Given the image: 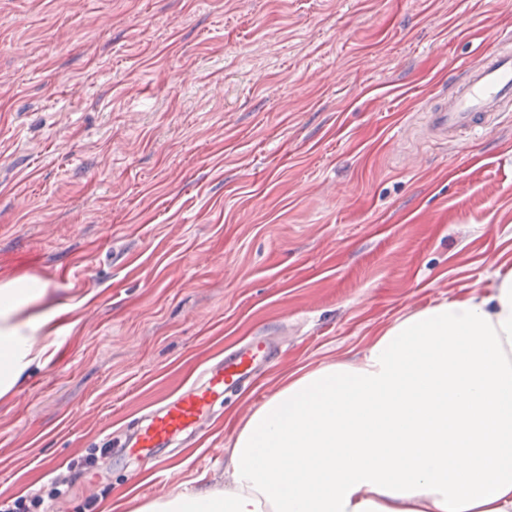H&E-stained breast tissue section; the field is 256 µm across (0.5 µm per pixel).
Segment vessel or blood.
I'll return each instance as SVG.
<instances>
[{
    "instance_id": "obj_1",
    "label": "vessel or blood",
    "mask_w": 512,
    "mask_h": 512,
    "mask_svg": "<svg viewBox=\"0 0 512 512\" xmlns=\"http://www.w3.org/2000/svg\"><path fill=\"white\" fill-rule=\"evenodd\" d=\"M512 110V46L495 45L466 69L448 96L425 112L430 134L455 139L459 134H482L499 113ZM277 339L253 340L235 353L204 365L175 395L166 398L120 443L104 438L102 447L119 445L138 451L176 447L202 433L213 415L223 410L225 396L245 382L256 380L264 364L278 352Z\"/></svg>"
}]
</instances>
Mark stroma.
Listing matches in <instances>:
<instances>
[{
  "instance_id": "1",
  "label": "stroma",
  "mask_w": 512,
  "mask_h": 512,
  "mask_svg": "<svg viewBox=\"0 0 512 512\" xmlns=\"http://www.w3.org/2000/svg\"><path fill=\"white\" fill-rule=\"evenodd\" d=\"M507 38L512 0H0V284H45L53 315L0 395V501L279 336L165 474L107 456L68 496L140 512L223 486L290 374L485 290L512 264V112L448 141L423 109Z\"/></svg>"
}]
</instances>
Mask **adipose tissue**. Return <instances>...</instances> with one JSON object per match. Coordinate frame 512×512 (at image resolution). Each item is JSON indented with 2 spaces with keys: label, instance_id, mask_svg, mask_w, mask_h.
Returning a JSON list of instances; mask_svg holds the SVG:
<instances>
[{
  "label": "adipose tissue",
  "instance_id": "adipose-tissue-1",
  "mask_svg": "<svg viewBox=\"0 0 512 512\" xmlns=\"http://www.w3.org/2000/svg\"><path fill=\"white\" fill-rule=\"evenodd\" d=\"M0 285V395L47 351ZM220 490L142 512H512V269L411 313L357 362L291 379L240 429Z\"/></svg>",
  "mask_w": 512,
  "mask_h": 512
}]
</instances>
